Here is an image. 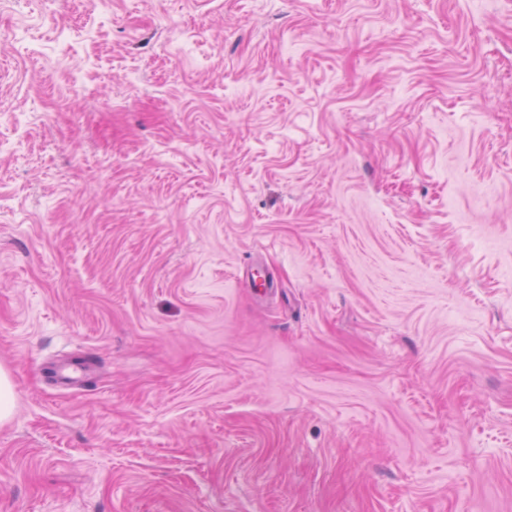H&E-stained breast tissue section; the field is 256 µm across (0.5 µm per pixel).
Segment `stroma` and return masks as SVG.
I'll use <instances>...</instances> for the list:
<instances>
[{"instance_id": "1", "label": "stroma", "mask_w": 512, "mask_h": 512, "mask_svg": "<svg viewBox=\"0 0 512 512\" xmlns=\"http://www.w3.org/2000/svg\"><path fill=\"white\" fill-rule=\"evenodd\" d=\"M0 369V512H512V0H0Z\"/></svg>"}]
</instances>
